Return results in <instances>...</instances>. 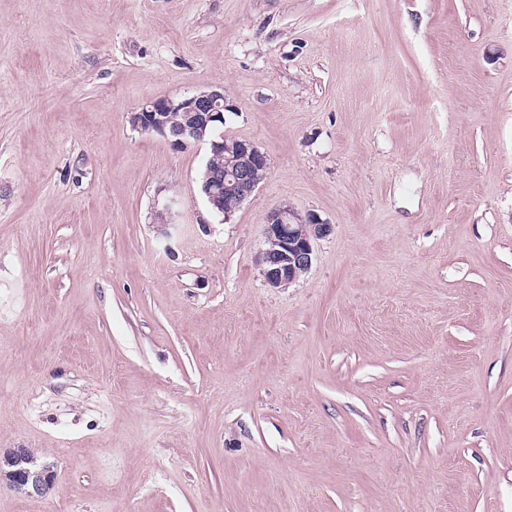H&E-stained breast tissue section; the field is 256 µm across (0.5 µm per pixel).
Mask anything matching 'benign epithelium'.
I'll return each instance as SVG.
<instances>
[{
	"instance_id": "obj_1",
	"label": "benign epithelium",
	"mask_w": 512,
	"mask_h": 512,
	"mask_svg": "<svg viewBox=\"0 0 512 512\" xmlns=\"http://www.w3.org/2000/svg\"><path fill=\"white\" fill-rule=\"evenodd\" d=\"M228 108L224 91L202 90L182 98L157 99L131 113V125L144 132H155L169 138L172 145L183 149L190 144H205L211 154L228 153L224 171L206 172L203 192L212 212L229 221L231 213L224 211V184H229L238 204L248 201L259 188L258 172H269L268 157L251 141L229 145L217 130L224 125ZM182 113V120H173L172 113ZM332 225L317 214L300 217L291 206L272 209L264 224V248L259 254V266L264 282L271 288H287L296 283L311 268L315 241L330 235ZM14 469L6 472L9 482L28 492L40 493L53 483L54 474L48 468L32 469L24 465L25 449L6 455Z\"/></svg>"
}]
</instances>
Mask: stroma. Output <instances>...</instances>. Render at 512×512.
<instances>
[{
  "mask_svg": "<svg viewBox=\"0 0 512 512\" xmlns=\"http://www.w3.org/2000/svg\"><path fill=\"white\" fill-rule=\"evenodd\" d=\"M204 88L270 164L228 221L129 122ZM281 205L332 231L275 289ZM15 448L0 512H512V0H0ZM25 448H17L8 453L4 458L9 459L15 465L13 470L6 472L9 482L16 487L28 489L29 493H41L53 483L54 474L48 468L32 469L24 465Z\"/></svg>",
  "mask_w": 512,
  "mask_h": 512,
  "instance_id": "35a3bbf8",
  "label": "stroma"
}]
</instances>
